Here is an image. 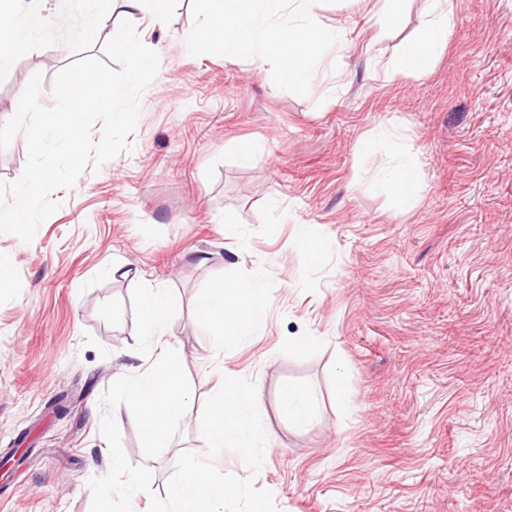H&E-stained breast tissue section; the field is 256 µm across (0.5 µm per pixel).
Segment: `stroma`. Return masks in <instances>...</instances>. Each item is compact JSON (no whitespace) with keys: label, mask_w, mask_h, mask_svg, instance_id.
Returning a JSON list of instances; mask_svg holds the SVG:
<instances>
[{"label":"stroma","mask_w":512,"mask_h":512,"mask_svg":"<svg viewBox=\"0 0 512 512\" xmlns=\"http://www.w3.org/2000/svg\"><path fill=\"white\" fill-rule=\"evenodd\" d=\"M377 0L314 8L347 31L307 95L215 55L193 56L190 0L161 20L132 15L160 66L140 100L132 152L86 170L0 287V512H90L105 474L100 400L154 355L135 348L137 277L171 289L167 340L194 401L155 458L134 423L129 461L164 494L180 452L205 454L200 406L223 376L252 380L267 436L252 471L223 452L221 472L271 491L279 512H512V0H452L447 47L421 76L388 72L416 41L430 0L387 25ZM51 26L0 72V123L32 74L51 104L55 74L102 56L99 40L48 0ZM263 157L243 164L240 145ZM404 157L420 174L406 206L380 183ZM321 259L305 265L297 225ZM263 283L257 330L216 345L196 301L216 282ZM310 390L303 427L280 411ZM281 393L280 406L288 419L296 426L308 424L315 412L314 397L311 392L294 387H287Z\"/></svg>","instance_id":"1"}]
</instances>
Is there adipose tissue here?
Here are the masks:
<instances>
[{"mask_svg":"<svg viewBox=\"0 0 512 512\" xmlns=\"http://www.w3.org/2000/svg\"><path fill=\"white\" fill-rule=\"evenodd\" d=\"M32 9L19 12L17 0H0V68L7 67L16 49L29 43L34 32L43 30L47 19L39 6L42 0H32ZM453 18L452 0H433L429 18L417 43L404 47L390 62L393 73L422 75L433 64L434 52L447 44ZM198 314L211 323L216 343L234 341L248 329L260 327L264 320L265 303L259 279L236 285L216 283L197 303Z\"/></svg>","mask_w":512,"mask_h":512,"instance_id":"ef3b65f1","label":"adipose tissue"}]
</instances>
